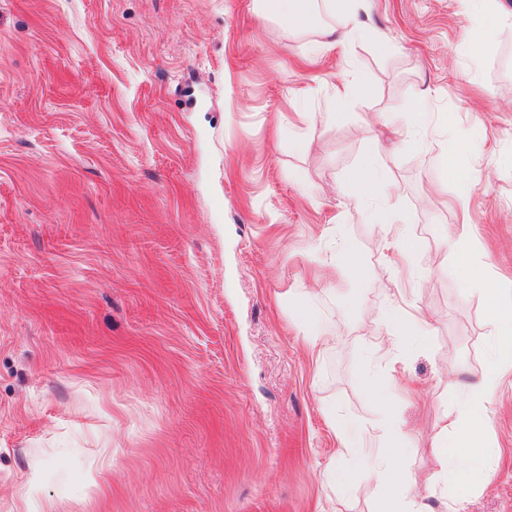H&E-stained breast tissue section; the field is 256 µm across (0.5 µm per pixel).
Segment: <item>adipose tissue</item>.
<instances>
[{
	"instance_id": "ef3b65f1",
	"label": "adipose tissue",
	"mask_w": 512,
	"mask_h": 512,
	"mask_svg": "<svg viewBox=\"0 0 512 512\" xmlns=\"http://www.w3.org/2000/svg\"><path fill=\"white\" fill-rule=\"evenodd\" d=\"M262 13L281 16L289 25L300 30L320 28L328 42L343 41L358 35V0H260ZM347 183L351 195L359 200L381 199V221L385 223L386 247L398 254L410 252L414 243L399 227L397 201L382 179L373 159L361 161L349 174ZM464 285L487 298L486 316L493 327L495 342L493 362L488 375L470 385L467 396L460 398L447 414L436 434L439 468L436 483L451 488L454 495L464 493V484L477 480L484 469L488 444L484 436L482 405L497 384L503 369H512V295L506 296L491 288L484 269L475 262L460 264ZM388 334L379 339L376 353L378 361L391 363L399 354L423 344L429 323L424 317L408 319L398 303H390L384 313ZM333 428L339 437L342 455L351 457L367 478L374 480L379 489L376 512H429L427 505L418 500L401 484L397 462L404 449L403 429L396 416L386 421L387 442L377 448L361 447L357 427L352 420L340 417Z\"/></svg>"
}]
</instances>
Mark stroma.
Returning <instances> with one entry per match:
<instances>
[{
  "mask_svg": "<svg viewBox=\"0 0 512 512\" xmlns=\"http://www.w3.org/2000/svg\"><path fill=\"white\" fill-rule=\"evenodd\" d=\"M497 7L360 0L362 37L328 45L255 0H0V512H373L374 482L331 481L351 465L332 420L382 442L361 381L384 372L401 299L431 335L395 364L399 467L448 512L422 480L492 348L458 255L512 291V0ZM469 29L487 32L476 56ZM378 145L415 242L399 269L345 190ZM455 147L471 224L452 244ZM300 311L333 338L319 358ZM485 433L463 512H512V370ZM443 168L448 172V177L458 185L460 189L458 200L462 201L465 183L468 178L465 173V166L462 163L461 152L456 149L449 150L448 155L443 158Z\"/></svg>",
  "mask_w": 512,
  "mask_h": 512,
  "instance_id": "stroma-1",
  "label": "stroma"
}]
</instances>
